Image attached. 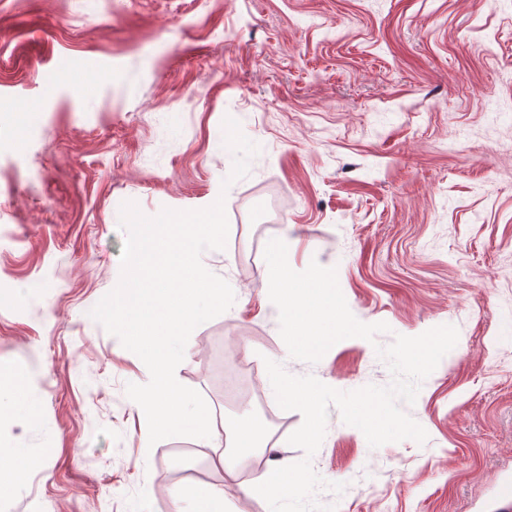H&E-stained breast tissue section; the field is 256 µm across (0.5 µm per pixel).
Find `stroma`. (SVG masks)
<instances>
[{"instance_id":"obj_1","label":"stroma","mask_w":512,"mask_h":512,"mask_svg":"<svg viewBox=\"0 0 512 512\" xmlns=\"http://www.w3.org/2000/svg\"><path fill=\"white\" fill-rule=\"evenodd\" d=\"M228 116L260 151L226 188ZM220 198L227 246L201 260L235 302L192 332L177 380L222 418L267 417L263 474L305 456L265 359L386 386L377 346L455 326L407 409L427 441L370 448L330 408L312 465L346 489L317 499L487 512L512 485V0H0V388L24 394L0 445L39 462L0 512H172L175 487L270 512L218 448L145 446L126 386L146 373L89 315L120 278L123 202L153 216ZM281 237L294 270L336 268L353 315L389 332L292 358L260 276Z\"/></svg>"}]
</instances>
